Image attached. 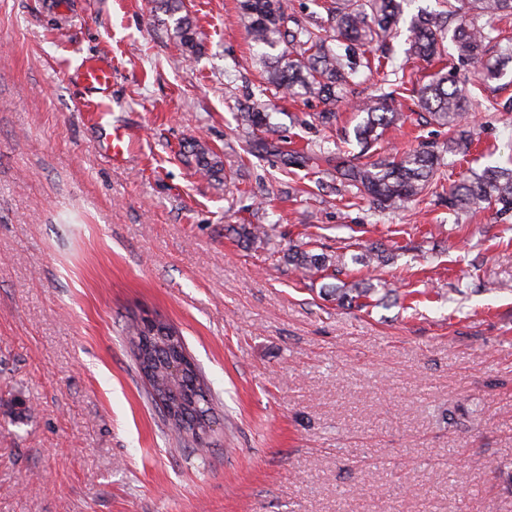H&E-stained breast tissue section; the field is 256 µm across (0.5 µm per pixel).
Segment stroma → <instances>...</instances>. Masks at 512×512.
<instances>
[{
    "instance_id": "1",
    "label": "stroma",
    "mask_w": 512,
    "mask_h": 512,
    "mask_svg": "<svg viewBox=\"0 0 512 512\" xmlns=\"http://www.w3.org/2000/svg\"><path fill=\"white\" fill-rule=\"evenodd\" d=\"M240 2L183 0L190 59L160 0H0V512H512V215L429 195L381 212L316 160L358 154L351 104L400 67L498 104L468 116L453 178L512 168V64L485 84L470 63L408 59L406 20L332 123L317 98L272 97L261 149L239 120L264 76ZM94 56L131 134L119 163L75 77ZM402 110L377 153L446 143ZM196 141L222 178L197 173ZM288 148L307 166H284ZM240 224L275 230L245 244ZM371 243L376 268L357 260ZM298 245L336 275L299 279ZM367 279L362 308L323 293ZM143 312L180 330L212 391L207 451L147 397L123 332Z\"/></svg>"
}]
</instances>
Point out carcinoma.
I'll use <instances>...</instances> for the list:
<instances>
[{"label": "carcinoma", "mask_w": 512, "mask_h": 512, "mask_svg": "<svg viewBox=\"0 0 512 512\" xmlns=\"http://www.w3.org/2000/svg\"><path fill=\"white\" fill-rule=\"evenodd\" d=\"M406 0H322L317 7L325 10L328 25L294 22L284 9L283 0H243L241 21L255 46L263 49L261 64L264 82L260 95L274 91L288 96L316 97L324 104L318 119L324 124L336 119L337 89L346 82V69L361 63V48L375 43L385 44L394 35L403 19ZM438 12L422 11L411 18L412 39L409 53L422 60L440 59L448 55L453 45L462 62L481 65L485 82H494L504 75L500 62L512 60V40L503 32L480 19L487 15H512V0H441ZM166 11L173 17V31L188 56L200 51L193 21L187 15L176 16L179 0H163ZM348 42L345 54L340 55L328 46L330 38ZM409 91L404 78L393 83L388 92L371 95L355 108L361 120L353 128L354 138L361 153L368 154L377 143L381 131L400 122L403 113L397 111V98ZM419 106L430 121L448 129V154L467 155L473 143V134L463 130L467 111H489L495 104H487L470 96L466 88L448 75L437 73L416 90ZM242 124L265 133L272 131L269 113L261 107L241 110ZM192 151L197 166L204 175L218 177L224 171L220 157L196 143ZM325 161L333 165L336 178L354 189V195L368 198L380 210L399 209L432 192L448 204V209L471 211L487 205L498 206L497 212H512V171L488 166L482 173L448 185L440 182L444 166L441 154L421 148L405 152L400 157H379L366 162L357 157L338 153L328 155ZM246 241L268 237L262 224H242L237 229ZM288 263L308 276L323 275L329 268L325 254L295 250L288 254ZM375 288L365 283L349 287L332 286L325 290L340 303L351 304L373 294ZM162 328L166 333H151L140 329L135 318L129 319L126 332L129 337L145 338L144 358L138 370L146 375L158 391L167 394L174 405L171 418L165 421L177 437L188 439L185 417L213 410L211 390L195 384V363L187 362L181 375L169 372L170 365L183 358L185 344L181 332L170 323Z\"/></svg>", "instance_id": "cac0c4a2"}]
</instances>
